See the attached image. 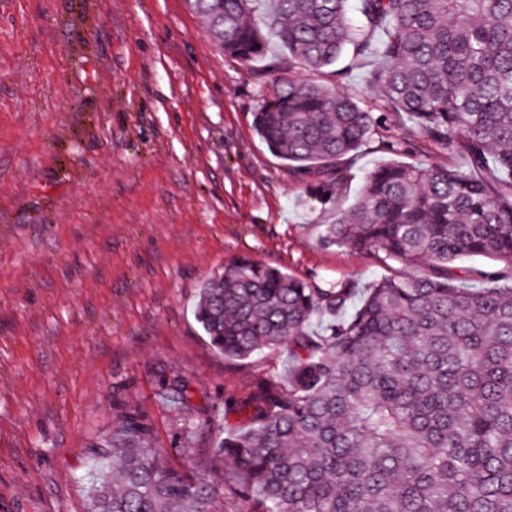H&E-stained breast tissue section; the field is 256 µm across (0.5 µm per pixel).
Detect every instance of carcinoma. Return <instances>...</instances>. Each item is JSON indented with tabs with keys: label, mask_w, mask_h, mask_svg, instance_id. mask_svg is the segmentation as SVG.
<instances>
[{
	"label": "carcinoma",
	"mask_w": 512,
	"mask_h": 512,
	"mask_svg": "<svg viewBox=\"0 0 512 512\" xmlns=\"http://www.w3.org/2000/svg\"><path fill=\"white\" fill-rule=\"evenodd\" d=\"M184 2L224 52L268 70L270 36L336 77L377 58L369 101L294 79L262 96L255 131L307 183L304 206L341 194L336 160L390 110L463 158L378 164L321 235L422 274L323 288L243 258L202 285L196 316L218 351L292 358L288 383L238 405L246 426L213 457L249 512H512V0H265L257 22L253 0ZM463 257L505 266L460 288ZM107 444L90 512H218L223 478L171 465L138 413L120 411Z\"/></svg>",
	"instance_id": "cac0c4a2"
}]
</instances>
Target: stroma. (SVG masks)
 I'll use <instances>...</instances> for the list:
<instances>
[{"label":"stroma","mask_w":512,"mask_h":512,"mask_svg":"<svg viewBox=\"0 0 512 512\" xmlns=\"http://www.w3.org/2000/svg\"><path fill=\"white\" fill-rule=\"evenodd\" d=\"M372 71L285 74L372 97ZM276 77L225 54L183 0H0V512H87L120 405L174 465L214 467L241 425L230 402L288 365L284 348L224 357L194 316L203 282L240 258L323 286L413 275L324 245L323 227L375 165L453 151H418L414 123L388 113L339 160L340 198L305 208V182L253 127Z\"/></svg>","instance_id":"1"}]
</instances>
